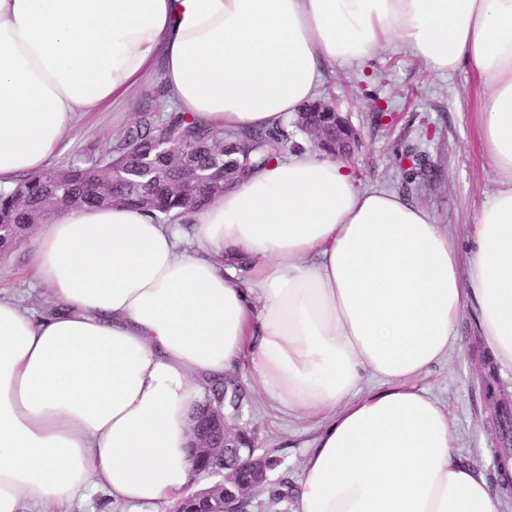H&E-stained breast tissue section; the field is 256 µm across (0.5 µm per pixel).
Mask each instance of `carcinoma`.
<instances>
[{
    "mask_svg": "<svg viewBox=\"0 0 512 512\" xmlns=\"http://www.w3.org/2000/svg\"><path fill=\"white\" fill-rule=\"evenodd\" d=\"M222 138L224 154L230 156L239 144L247 147V166L259 169L270 161L288 153L292 144L288 124L268 128L214 131L187 120L175 113L160 117L158 109L147 103L142 106L137 121L97 156L68 161L52 169L32 174L19 184L23 196L16 192L0 193V226L10 232L0 237V253L19 245L35 225L44 220L42 204L53 195L62 207H94L112 203V192L101 193L96 170L99 168H137L150 152V143L169 140L191 152L195 166L205 165L209 156L217 155L215 139ZM159 174V184H148L142 191L153 196L147 208L152 218L161 224H185L190 211L181 192L171 188L174 171L164 157L153 160ZM204 401L198 413L210 409V396H215L231 407L242 402L246 388L237 373L224 376L220 382L204 387Z\"/></svg>",
    "mask_w": 512,
    "mask_h": 512,
    "instance_id": "obj_1",
    "label": "carcinoma"
}]
</instances>
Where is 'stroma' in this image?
Returning <instances> with one entry per match:
<instances>
[{
  "mask_svg": "<svg viewBox=\"0 0 512 512\" xmlns=\"http://www.w3.org/2000/svg\"><path fill=\"white\" fill-rule=\"evenodd\" d=\"M476 85L471 68L438 73L406 50L384 46L361 63L326 67L320 89L321 98L347 115L359 133L347 164L362 187H383L420 205L433 223L448 226L464 249L483 204L497 189L474 133ZM140 106L136 99L88 116L71 133L62 160L92 155L114 141ZM30 247L26 239L0 256V296L42 312L50 300L27 269ZM459 332L461 349L426 370L418 384L447 408L459 459L494 484L504 444L485 383L494 381L512 399V369L485 363L487 346L472 315H465ZM229 421L246 431L269 463L267 481L247 512H293L302 463L318 432L315 422L252 388ZM283 486L287 497L274 498Z\"/></svg>",
  "mask_w": 512,
  "mask_h": 512,
  "instance_id": "35a3bbf8",
  "label": "stroma"
}]
</instances>
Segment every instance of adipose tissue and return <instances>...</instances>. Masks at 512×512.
<instances>
[{"mask_svg": "<svg viewBox=\"0 0 512 512\" xmlns=\"http://www.w3.org/2000/svg\"><path fill=\"white\" fill-rule=\"evenodd\" d=\"M390 41L479 75L498 188L468 253L315 154L227 186L186 229L120 204L52 211L28 267L53 310L0 299V512L91 486L174 512L190 412L242 364L321 425L294 512H501L415 380L460 350L468 310L512 367V0H0V190L152 79L197 125L271 127L317 97L325 65Z\"/></svg>", "mask_w": 512, "mask_h": 512, "instance_id": "obj_1", "label": "adipose tissue"}]
</instances>
